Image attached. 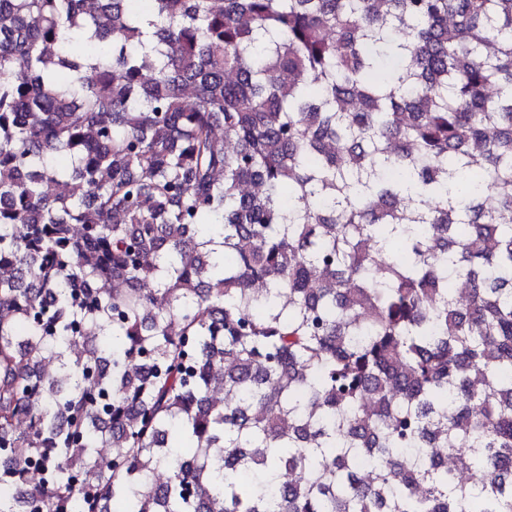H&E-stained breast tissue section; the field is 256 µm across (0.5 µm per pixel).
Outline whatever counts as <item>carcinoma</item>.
I'll list each match as a JSON object with an SVG mask.
<instances>
[{"label":"carcinoma","mask_w":512,"mask_h":512,"mask_svg":"<svg viewBox=\"0 0 512 512\" xmlns=\"http://www.w3.org/2000/svg\"><path fill=\"white\" fill-rule=\"evenodd\" d=\"M0 512H512V0H0Z\"/></svg>","instance_id":"obj_1"}]
</instances>
